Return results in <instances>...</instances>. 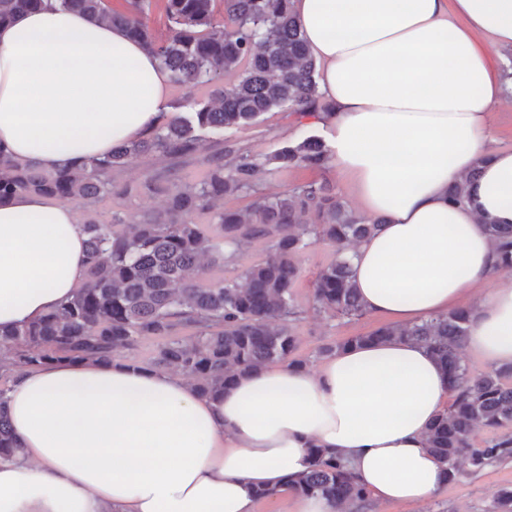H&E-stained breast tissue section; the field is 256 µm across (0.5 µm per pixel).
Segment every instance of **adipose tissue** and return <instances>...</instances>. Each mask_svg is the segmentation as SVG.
Masks as SVG:
<instances>
[{
	"label": "adipose tissue",
	"mask_w": 512,
	"mask_h": 512,
	"mask_svg": "<svg viewBox=\"0 0 512 512\" xmlns=\"http://www.w3.org/2000/svg\"><path fill=\"white\" fill-rule=\"evenodd\" d=\"M320 66L333 170L387 222L348 251L364 310L408 327L473 298L466 345L512 366V287L483 220L512 224V148L490 116L505 97L487 45L512 49V0H292ZM169 74L124 30L49 0L0 25V145L54 170L109 153L156 125ZM467 180L464 201L448 187ZM72 206L0 200V328L32 323L85 279ZM21 453L0 460V512H338L287 490L309 449L336 452L373 504H417L447 485L426 434L454 399L448 375L405 338L349 346L317 369L271 364L217 398L179 375L60 362L7 393Z\"/></svg>",
	"instance_id": "obj_1"
}]
</instances>
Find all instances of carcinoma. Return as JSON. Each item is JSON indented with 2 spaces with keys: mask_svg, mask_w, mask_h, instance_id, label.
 <instances>
[{
  "mask_svg": "<svg viewBox=\"0 0 512 512\" xmlns=\"http://www.w3.org/2000/svg\"><path fill=\"white\" fill-rule=\"evenodd\" d=\"M65 8L122 27L154 54L170 82L188 90L187 112L162 116L137 140L75 167L46 171L0 148V199L36 193L69 200L83 216L86 279L63 304L40 321L0 331V458L18 452L5 403L14 375L53 362L123 360L133 368L171 370L193 391L215 396L234 380L264 366L286 362L298 368L299 340L290 322L299 310L296 261L314 240L338 247L314 284L315 309L330 318L364 316L341 251L380 232L384 217L354 213L327 182L311 181L279 195L257 192L263 177L282 169L332 168L323 140L308 136L258 159L224 149V129L251 124L275 110L299 117L327 110L321 104L317 64L295 21L291 0H164L169 35L150 25L152 0H126L121 12L111 0H58ZM44 0H0V23ZM237 80L224 87V75ZM158 164L133 185L122 174L140 158ZM201 159L205 177L185 181L181 164ZM167 187L165 212L144 204L130 211L99 213L112 197H149ZM251 197L243 210L218 209L226 196ZM209 216L202 224L199 217ZM497 246L501 267L512 268V224H483ZM261 240L264 259L239 279L222 276L240 246ZM470 307H459L411 327L383 325L323 347L320 355L359 343L406 336L428 348L448 373L457 395L431 425L427 449L443 464L448 481L460 478V461L475 471L512 459V367L473 376L460 357ZM162 339L149 363L130 352L143 339ZM494 431L480 447L475 428ZM312 464L290 478L300 494H319L341 507L367 502L364 487L335 453L309 449Z\"/></svg>",
  "mask_w": 512,
  "mask_h": 512,
  "instance_id": "carcinoma-1",
  "label": "carcinoma"
}]
</instances>
